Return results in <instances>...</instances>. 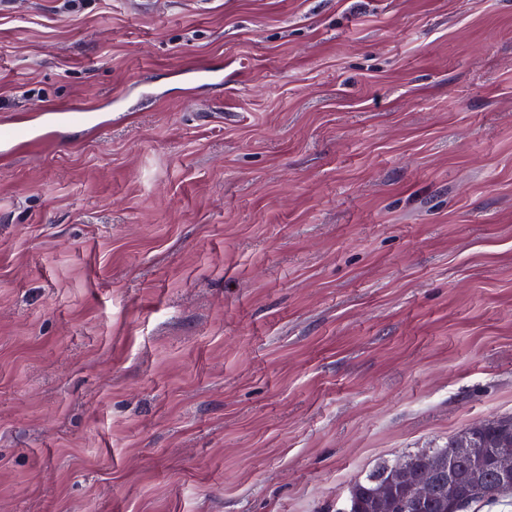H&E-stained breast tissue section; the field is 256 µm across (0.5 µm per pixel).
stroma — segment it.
<instances>
[{
	"instance_id": "stroma-1",
	"label": "stroma",
	"mask_w": 512,
	"mask_h": 512,
	"mask_svg": "<svg viewBox=\"0 0 512 512\" xmlns=\"http://www.w3.org/2000/svg\"><path fill=\"white\" fill-rule=\"evenodd\" d=\"M41 112L0 512H344L512 416V0H13L0 116ZM422 452L409 454L403 459L394 461H384L373 469L364 480L356 482L350 492L349 507L345 509V512H350L352 508V490L357 489L363 500L367 499L370 494L376 490L379 484L391 478L394 468L399 464L406 466L420 467V458Z\"/></svg>"
}]
</instances>
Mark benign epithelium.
Masks as SVG:
<instances>
[{"instance_id":"1","label":"benign epithelium","mask_w":512,"mask_h":512,"mask_svg":"<svg viewBox=\"0 0 512 512\" xmlns=\"http://www.w3.org/2000/svg\"><path fill=\"white\" fill-rule=\"evenodd\" d=\"M477 423L448 450V458L435 459L415 474L402 467L397 483H388L373 493V512H389L407 507L413 512L432 500L448 504V512H466L473 497L488 489L512 490V419H499L501 438L488 448L479 438ZM466 460L473 470L462 472L457 462Z\"/></svg>"}]
</instances>
